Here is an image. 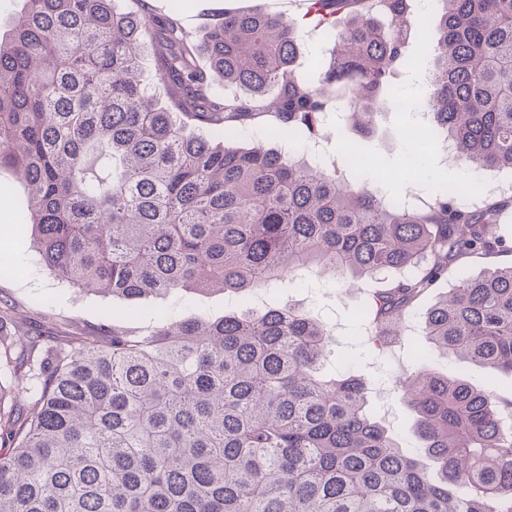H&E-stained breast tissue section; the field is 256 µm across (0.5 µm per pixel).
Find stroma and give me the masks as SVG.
<instances>
[{
  "label": "stroma",
  "mask_w": 512,
  "mask_h": 512,
  "mask_svg": "<svg viewBox=\"0 0 512 512\" xmlns=\"http://www.w3.org/2000/svg\"><path fill=\"white\" fill-rule=\"evenodd\" d=\"M256 7L290 18L301 17L304 11L303 5L293 4L292 0H186L182 23L199 38L224 11H248ZM408 88V78L395 81L387 103L375 117L371 136H359L335 116H328L319 140L320 156L325 163L347 168L346 159L337 154L340 144H347L349 152L365 159L358 179L398 200L412 195L425 198L473 184L485 195L492 185L507 180L504 172L466 171L457 161L445 159L441 147L409 144L404 131L413 124L415 114L399 105ZM1 196L8 197L10 207L0 208V301L15 306L28 327L44 336L62 337L76 329H91L103 323L106 310L119 308L120 300L87 293L60 280L40 264L31 227L26 222V191L16 175L7 169L0 170ZM485 268V262L476 261L449 269L447 278L418 300L409 319L408 341L376 349L365 343L367 325L359 321L357 312L382 288L379 280L309 287L286 282L273 293L258 290L236 295L209 290L192 294L185 300L172 294L151 295L136 302L135 315L122 321L121 326L145 336L164 316L176 319L203 316L215 320L246 307L264 311L296 304L329 327L334 338L332 361L350 363L352 374L364 379L370 389L373 413L396 436L403 451L413 454L419 442L409 429L412 415L392 383L404 376L413 364L411 343L426 342L421 323L426 309L459 280L480 275ZM428 363L435 372L465 378L493 390L502 398H512L511 375L492 373L466 360H450L435 351L431 352Z\"/></svg>",
  "instance_id": "stroma-1"
}]
</instances>
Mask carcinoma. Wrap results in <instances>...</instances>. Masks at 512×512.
Wrapping results in <instances>:
<instances>
[{
    "label": "carcinoma",
    "instance_id": "1",
    "mask_svg": "<svg viewBox=\"0 0 512 512\" xmlns=\"http://www.w3.org/2000/svg\"><path fill=\"white\" fill-rule=\"evenodd\" d=\"M307 2L337 32L314 73L296 65L297 19L259 8L224 12L200 43L153 0H22L0 38V168L26 190L51 273L126 301L242 295L309 269L392 275L362 314L386 343L450 266L512 251L507 201L404 206L334 164L231 144L264 115L283 138L314 136L331 109L367 136L411 67L419 0ZM436 2L427 137L471 171L512 173V0ZM16 319L0 307V370L26 395L7 408L0 383V512H512V400L431 372L425 353L395 382L418 459L361 379L325 374L331 331L292 304L165 317L149 336L57 340ZM423 324L440 354L512 375V265L461 279Z\"/></svg>",
    "mask_w": 512,
    "mask_h": 512
}]
</instances>
